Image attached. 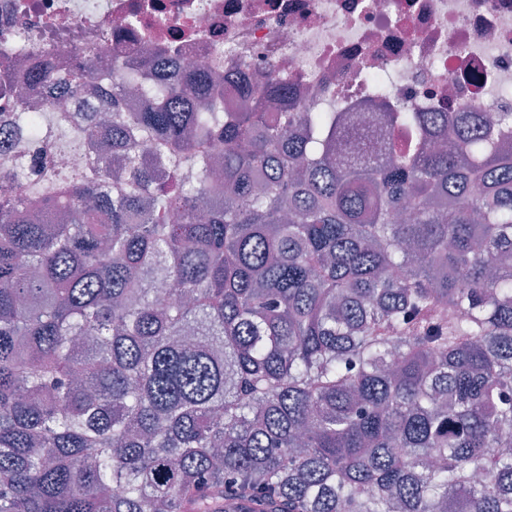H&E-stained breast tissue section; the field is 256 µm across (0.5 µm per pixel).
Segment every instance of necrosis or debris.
I'll return each instance as SVG.
<instances>
[{
	"instance_id": "necrosis-or-debris-1",
	"label": "necrosis or debris",
	"mask_w": 512,
	"mask_h": 512,
	"mask_svg": "<svg viewBox=\"0 0 512 512\" xmlns=\"http://www.w3.org/2000/svg\"><path fill=\"white\" fill-rule=\"evenodd\" d=\"M0 67L23 49L57 45L59 72L91 55L138 64L153 43L159 81L182 62L224 75V108L276 78L295 110L354 113L374 143L377 81L415 112H512V0H0Z\"/></svg>"
}]
</instances>
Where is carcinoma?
I'll return each mask as SVG.
<instances>
[{"label": "carcinoma", "mask_w": 512, "mask_h": 512, "mask_svg": "<svg viewBox=\"0 0 512 512\" xmlns=\"http://www.w3.org/2000/svg\"><path fill=\"white\" fill-rule=\"evenodd\" d=\"M52 54L0 73L37 179L0 189V512H512L511 112L348 159L276 83L139 107Z\"/></svg>", "instance_id": "1"}]
</instances>
